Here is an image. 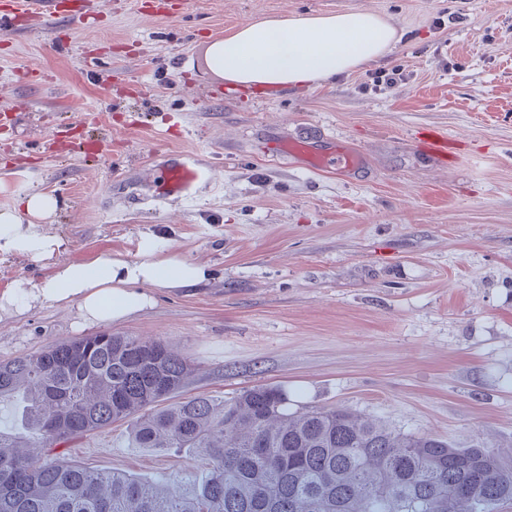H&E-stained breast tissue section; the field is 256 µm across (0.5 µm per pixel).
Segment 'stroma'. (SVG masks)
Returning a JSON list of instances; mask_svg holds the SVG:
<instances>
[{
  "instance_id": "stroma-1",
  "label": "stroma",
  "mask_w": 512,
  "mask_h": 512,
  "mask_svg": "<svg viewBox=\"0 0 512 512\" xmlns=\"http://www.w3.org/2000/svg\"><path fill=\"white\" fill-rule=\"evenodd\" d=\"M87 0L89 24L0 25V209L59 197L44 224L56 262L138 258L143 236L208 266L202 287L157 295L120 322L78 325L44 304L0 320V361L101 332L159 339L194 367L180 399L265 384L289 403L342 406L405 433L512 465V0ZM367 10L400 38L334 81L237 90L196 61L247 22ZM97 120L87 125L84 111ZM61 122L102 139L104 158L46 147ZM437 126L447 163L413 135ZM304 153L270 158L287 138ZM345 145L360 160L314 171ZM193 151L224 173L190 204L143 202L135 182ZM86 466L163 483L201 482L174 448H139L119 422L75 438Z\"/></svg>"
}]
</instances>
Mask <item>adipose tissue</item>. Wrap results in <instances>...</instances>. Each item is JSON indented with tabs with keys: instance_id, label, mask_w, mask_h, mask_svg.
<instances>
[{
	"instance_id": "adipose-tissue-1",
	"label": "adipose tissue",
	"mask_w": 512,
	"mask_h": 512,
	"mask_svg": "<svg viewBox=\"0 0 512 512\" xmlns=\"http://www.w3.org/2000/svg\"><path fill=\"white\" fill-rule=\"evenodd\" d=\"M397 40L391 21L370 11L294 15L245 23L209 40L201 57L205 74L242 89L283 91L323 84L383 57ZM59 206L32 193L0 210V256L53 261L42 280L18 279L0 292V313L21 315L37 305L73 307L80 322H118L152 306L159 290L199 287L209 270L143 238L140 257L108 255L90 262L58 263L61 238L39 228Z\"/></svg>"
}]
</instances>
